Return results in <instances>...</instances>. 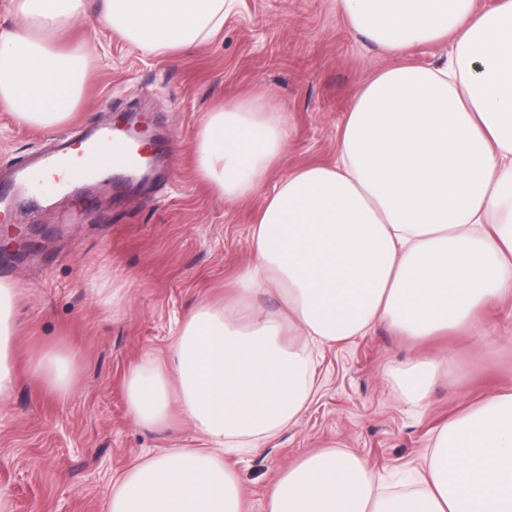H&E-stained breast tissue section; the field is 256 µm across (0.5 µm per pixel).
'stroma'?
Listing matches in <instances>:
<instances>
[{
	"mask_svg": "<svg viewBox=\"0 0 512 512\" xmlns=\"http://www.w3.org/2000/svg\"><path fill=\"white\" fill-rule=\"evenodd\" d=\"M99 0L63 37L96 47L98 59L72 117L53 131L0 109V187L15 168L51 149L59 134L146 121L158 152L149 179L98 180L66 191L0 196V278L17 281L18 381L0 403V492L12 512H108L112 483L146 455L199 448L192 423L166 431L133 422L124 378L145 352L166 357L180 323L205 298L230 293L251 257L257 200L229 203L194 171L193 141L215 104L267 92L290 124L271 188L284 174L336 157L337 132L361 85L392 60L349 28L336 0H240L223 29L195 50L157 58L97 21ZM118 283L112 316L95 290ZM490 347L465 330L416 343L384 325L323 346L317 392L298 422L261 447L225 455L245 512H265L266 490L301 457L351 451L386 478L418 465L443 423L470 404L512 391V324L497 306L483 313ZM73 351L74 391L59 398L29 371L40 349ZM423 353L448 356L426 408L405 403L385 367Z\"/></svg>",
	"mask_w": 512,
	"mask_h": 512,
	"instance_id": "stroma-1",
	"label": "stroma"
}]
</instances>
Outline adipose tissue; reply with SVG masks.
Instances as JSON below:
<instances>
[{"label":"adipose tissue","mask_w":512,"mask_h":512,"mask_svg":"<svg viewBox=\"0 0 512 512\" xmlns=\"http://www.w3.org/2000/svg\"><path fill=\"white\" fill-rule=\"evenodd\" d=\"M237 0H104L100 23L162 56L219 32ZM348 25L392 57L366 81L338 134L336 160L280 164L289 126L268 94L213 107L194 141L198 176L228 202L260 197L252 259L229 299L199 302L167 357L144 354L124 379L135 422L174 418L202 448L160 452L112 486L108 512H243L228 448L254 446L295 422L315 390L314 346L375 324L416 340L456 329L484 337L481 309L512 320V0H336ZM86 0H10L0 29V108L50 129L68 120L94 66L65 45ZM448 41L445 65L402 60L410 45ZM273 294L274 309L258 307ZM19 289L0 279V402L13 393ZM447 357L388 369L420 406ZM30 369L56 396L77 378L75 356L42 349ZM413 491L387 492L355 454L328 450L289 466L265 512H512V391L487 397L439 427Z\"/></svg>","instance_id":"adipose-tissue-1"}]
</instances>
